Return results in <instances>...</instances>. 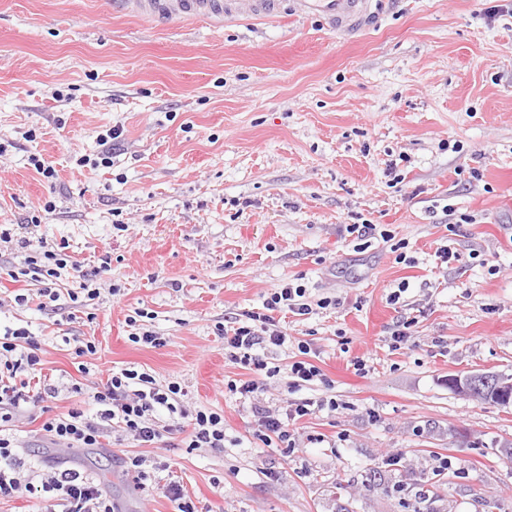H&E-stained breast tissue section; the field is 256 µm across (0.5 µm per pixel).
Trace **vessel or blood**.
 I'll use <instances>...</instances> for the list:
<instances>
[{
  "label": "vessel or blood",
  "mask_w": 512,
  "mask_h": 512,
  "mask_svg": "<svg viewBox=\"0 0 512 512\" xmlns=\"http://www.w3.org/2000/svg\"><path fill=\"white\" fill-rule=\"evenodd\" d=\"M113 12H133L164 27L177 18H197L214 22L248 10L253 16H273L282 0H110ZM304 12L322 17L336 28L358 29L369 14L368 0H301Z\"/></svg>",
  "instance_id": "vessel-or-blood-1"
}]
</instances>
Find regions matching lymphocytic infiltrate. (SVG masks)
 <instances>
[{"label": "lymphocytic infiltrate", "mask_w": 512, "mask_h": 512, "mask_svg": "<svg viewBox=\"0 0 512 512\" xmlns=\"http://www.w3.org/2000/svg\"><path fill=\"white\" fill-rule=\"evenodd\" d=\"M40 216L28 215L20 229L0 227V243L16 244L26 255L20 268L9 271L11 281L27 278L38 284V294L51 304L68 297L74 306L90 305L101 296L102 284L97 274H83L69 289H61L63 273L76 269L68 253V242H48L39 238L31 242L29 235L40 228ZM303 286L285 284L271 289L262 311L248 310L235 317L232 325L221 329L224 358L252 372L247 381H228L229 392L251 399L260 390L259 377L277 376L279 367L268 365L264 352L295 343L299 359L288 365L291 391H298L322 379L319 367L308 361V342L293 341L280 327L274 314L289 311L297 316L311 314L313 308H327L332 298L325 297L317 305L305 303ZM42 345L24 327L5 328L0 333V500L32 497L45 503L48 512H120L117 503L91 477L73 468L54 469L44 478L22 476L25 466L15 436L16 421L42 403L55 398L56 386H34L40 372ZM184 389L178 383L157 384L148 373L122 369L109 373L103 389L88 393V409L72 408L67 413L46 419L41 429L54 445L68 448H97L101 445L105 423L142 445H161L189 450L220 448L224 445V415L214 410L188 411L182 399ZM335 400L305 398L289 402L284 415L278 416L255 407L254 435L264 444L276 445L284 453L297 447L294 425L314 411L335 409ZM168 414V424H158L160 414Z\"/></svg>", "instance_id": "f902f5d3"}]
</instances>
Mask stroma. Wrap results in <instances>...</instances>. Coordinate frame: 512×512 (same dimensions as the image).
Masks as SVG:
<instances>
[{"label": "stroma", "instance_id": "35a3bbf8", "mask_svg": "<svg viewBox=\"0 0 512 512\" xmlns=\"http://www.w3.org/2000/svg\"><path fill=\"white\" fill-rule=\"evenodd\" d=\"M116 125L111 165L78 166ZM36 210L83 270L111 254L101 282L119 290L72 321L8 301L16 285L0 282V327L41 342L52 413L79 403L73 351L92 340L96 378L134 368L180 383L188 409L223 413L224 446L161 450L115 432L104 448H49L25 418L26 463L86 471L122 512H173L171 475L200 512H512V406L448 386L512 374V0H377L351 34L295 0L277 19L166 27L109 0H0V224ZM366 221L390 241L347 232ZM444 245L457 257L440 266ZM285 283L314 311L280 323L332 382L293 396L340 404L297 424L290 455L253 437L250 400L226 387L250 373L216 334ZM324 297L336 306L317 308ZM138 308L168 346L130 341ZM405 320L412 335L392 349ZM296 354L268 352L281 371L262 406L285 412ZM129 455L171 468L141 490Z\"/></svg>", "mask_w": 512, "mask_h": 512}]
</instances>
